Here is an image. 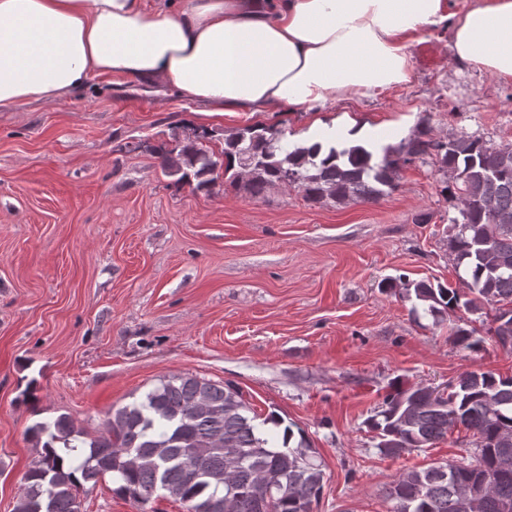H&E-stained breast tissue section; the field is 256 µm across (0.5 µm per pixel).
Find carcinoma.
<instances>
[{
	"label": "carcinoma",
	"instance_id": "1",
	"mask_svg": "<svg viewBox=\"0 0 512 512\" xmlns=\"http://www.w3.org/2000/svg\"><path fill=\"white\" fill-rule=\"evenodd\" d=\"M213 137L212 130L196 129L183 145L156 148L164 172L177 184L204 189L222 164L254 199L281 185L321 203L375 201L395 187L396 172L415 156L451 170L460 182L453 192L460 207L451 219L449 249L473 297L419 282L415 298L435 316L494 305L491 331L512 338L511 146L472 136H417L406 151L386 147L380 157L361 145L291 146L283 131L253 125L224 135L219 161L204 146ZM259 419L283 431L265 433ZM458 426L476 437L475 462L402 474L388 490L393 512H502V504L512 506V376L467 372L446 393L429 386L398 389L370 422L377 448L390 457L431 446ZM32 432L47 440L25 475L14 512H80L79 490L106 477L115 495L141 507L160 490L188 512H312L323 491V472L306 437L292 445L291 427L274 414L259 418L231 382L189 374L163 380L115 410L101 436H84L63 415Z\"/></svg>",
	"mask_w": 512,
	"mask_h": 512
}]
</instances>
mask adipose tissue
I'll use <instances>...</instances> for the list:
<instances>
[{
  "instance_id": "1",
  "label": "adipose tissue",
  "mask_w": 512,
  "mask_h": 512,
  "mask_svg": "<svg viewBox=\"0 0 512 512\" xmlns=\"http://www.w3.org/2000/svg\"><path fill=\"white\" fill-rule=\"evenodd\" d=\"M444 22L454 63L512 81V0H0V110L119 74L216 114L309 112L408 82Z\"/></svg>"
}]
</instances>
